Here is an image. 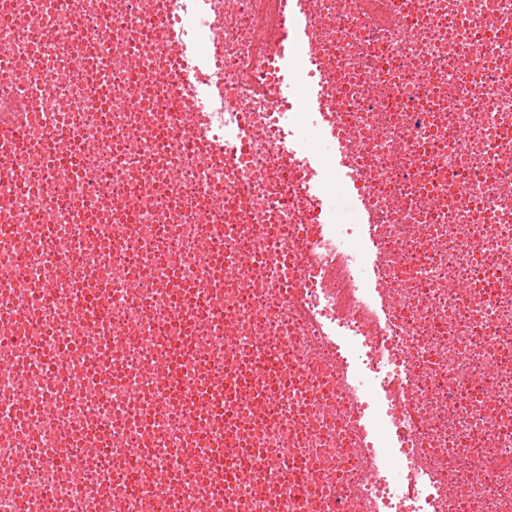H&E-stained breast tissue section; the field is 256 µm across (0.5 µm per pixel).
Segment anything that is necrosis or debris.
I'll return each instance as SVG.
<instances>
[{
	"label": "necrosis or debris",
	"mask_w": 512,
	"mask_h": 512,
	"mask_svg": "<svg viewBox=\"0 0 512 512\" xmlns=\"http://www.w3.org/2000/svg\"><path fill=\"white\" fill-rule=\"evenodd\" d=\"M321 34L312 65L332 77L325 126L374 175L376 237L368 263L347 229L304 188L306 152L274 135L269 41L257 23L269 0H212L224 29V112H244L251 138L223 169L198 162L188 87L156 70L166 47L156 18L175 0H0V52L18 64L0 98L27 104L19 144L43 205L0 183L9 229L0 232V291L30 320L0 319V512H512V168L498 147L512 126V39L489 40L494 11L512 29V0H379L396 15L377 27L357 0H305ZM493 49L491 94L469 92L463 41ZM63 78L35 92L46 59ZM125 84L126 94L111 93ZM177 109H170V101ZM178 148H170V141ZM484 223H475V215ZM55 227L45 236L43 225ZM238 235L216 260L206 227ZM319 231L316 260L297 292L307 319L283 302L279 260ZM24 254L28 278L9 275ZM72 264L54 305L34 282ZM107 322L76 317L85 294ZM219 302L223 316L194 314ZM187 336L178 356L164 342ZM288 342L312 354L335 342L321 393L236 397L244 427L211 406L164 394L153 363L181 357L189 383L224 378L228 355ZM374 375L363 395L367 437L348 415L343 367ZM233 437L259 461L255 478L225 489L203 458ZM149 467L136 493L114 476ZM313 474L304 497L279 479L286 464ZM80 480H73V473Z\"/></svg>",
	"instance_id": "necrosis-or-debris-1"
}]
</instances>
